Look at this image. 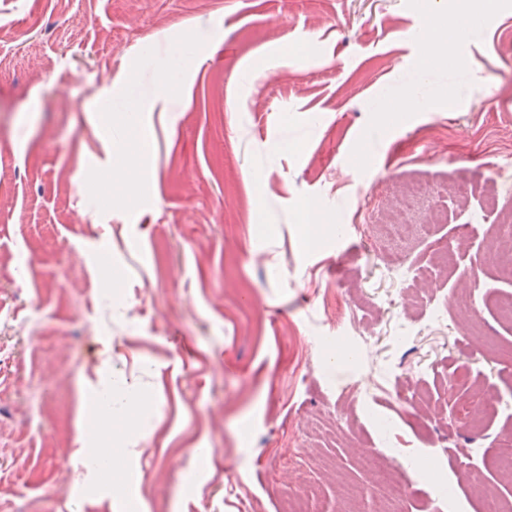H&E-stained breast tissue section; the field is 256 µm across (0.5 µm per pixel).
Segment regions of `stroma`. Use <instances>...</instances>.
<instances>
[{
	"label": "stroma",
	"instance_id": "1",
	"mask_svg": "<svg viewBox=\"0 0 512 512\" xmlns=\"http://www.w3.org/2000/svg\"><path fill=\"white\" fill-rule=\"evenodd\" d=\"M473 8L427 68L407 32ZM187 32L140 187L108 200L112 102L150 94ZM509 129L512 0H0V512H434L446 480L463 512L512 500V275L488 253L512 197L475 219ZM411 176L430 188L414 243L375 244L369 189ZM309 204L335 232L306 240ZM128 393L148 402L110 436L111 484L78 419ZM382 452L439 465L362 466Z\"/></svg>",
	"mask_w": 512,
	"mask_h": 512
}]
</instances>
